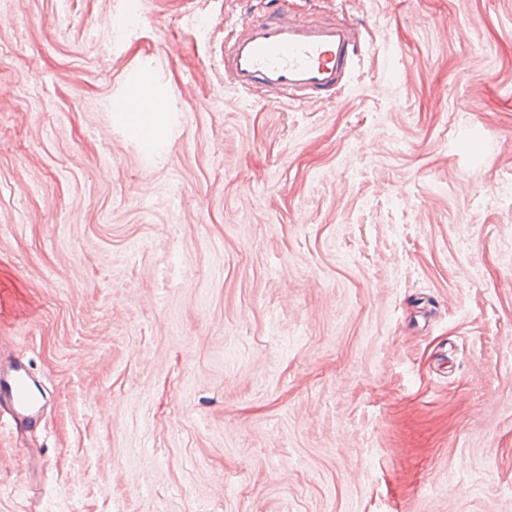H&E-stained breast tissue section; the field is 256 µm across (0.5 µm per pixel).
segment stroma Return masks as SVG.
I'll list each match as a JSON object with an SVG mask.
<instances>
[{
  "mask_svg": "<svg viewBox=\"0 0 512 512\" xmlns=\"http://www.w3.org/2000/svg\"><path fill=\"white\" fill-rule=\"evenodd\" d=\"M135 3L0 0V512H512V0H292L373 50L288 106ZM1 400L10 409L17 430L38 412L40 397L24 365L8 364L0 367V405Z\"/></svg>",
  "mask_w": 512,
  "mask_h": 512,
  "instance_id": "stroma-1",
  "label": "stroma"
}]
</instances>
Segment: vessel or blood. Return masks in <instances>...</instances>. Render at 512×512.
I'll use <instances>...</instances> for the list:
<instances>
[{
  "instance_id": "vessel-or-blood-1",
  "label": "vessel or blood",
  "mask_w": 512,
  "mask_h": 512,
  "mask_svg": "<svg viewBox=\"0 0 512 512\" xmlns=\"http://www.w3.org/2000/svg\"><path fill=\"white\" fill-rule=\"evenodd\" d=\"M224 81L240 93L266 90L272 105L313 103L335 97L363 57L364 42L351 24L298 18L289 0L251 15L225 37ZM0 403L15 426L39 410L28 369L0 367Z\"/></svg>"
}]
</instances>
